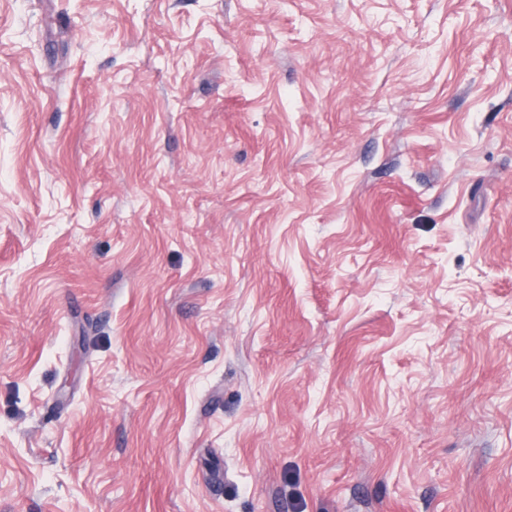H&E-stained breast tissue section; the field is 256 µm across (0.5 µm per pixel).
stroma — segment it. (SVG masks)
Masks as SVG:
<instances>
[{
  "label": "stroma",
  "instance_id": "obj_1",
  "mask_svg": "<svg viewBox=\"0 0 512 512\" xmlns=\"http://www.w3.org/2000/svg\"><path fill=\"white\" fill-rule=\"evenodd\" d=\"M0 512H512V0H0Z\"/></svg>",
  "mask_w": 512,
  "mask_h": 512
}]
</instances>
